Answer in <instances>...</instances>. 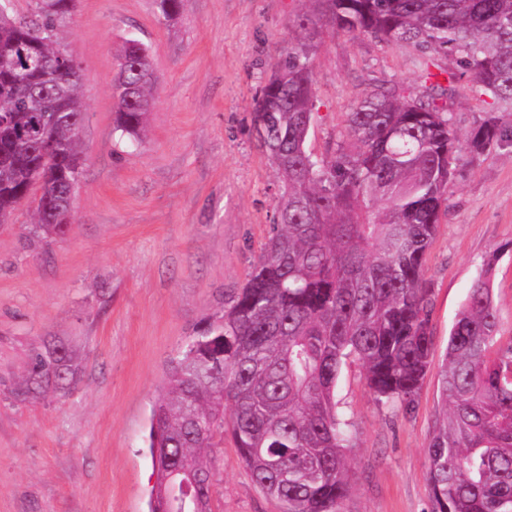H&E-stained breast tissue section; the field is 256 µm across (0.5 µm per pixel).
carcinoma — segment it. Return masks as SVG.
Instances as JSON below:
<instances>
[{
  "label": "carcinoma",
  "instance_id": "obj_1",
  "mask_svg": "<svg viewBox=\"0 0 512 512\" xmlns=\"http://www.w3.org/2000/svg\"><path fill=\"white\" fill-rule=\"evenodd\" d=\"M298 37L270 68L253 116L282 189L262 254L230 302L169 367L150 417L160 474L151 512H194L209 498L205 453L232 438L253 483L283 512H341L352 489L336 412L343 366L357 359L379 399L414 409L434 348L427 251L448 211L461 136L457 86L493 101L470 152L512 144L496 112L512 107V0H308ZM76 0L0 12V224L37 189L28 240L65 236L82 173L80 68L61 33ZM371 36L426 56L421 94L394 83L365 92L329 153L308 140L322 29ZM437 55L453 66L431 70ZM156 79L148 48L125 42L114 84L115 129L144 131ZM448 333L439 371L442 420L428 447L432 512H512V338L497 337L490 271ZM62 344L34 351L27 392L69 388Z\"/></svg>",
  "mask_w": 512,
  "mask_h": 512
}]
</instances>
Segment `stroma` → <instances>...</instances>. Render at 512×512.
Masks as SVG:
<instances>
[{"instance_id":"stroma-1","label":"stroma","mask_w":512,"mask_h":512,"mask_svg":"<svg viewBox=\"0 0 512 512\" xmlns=\"http://www.w3.org/2000/svg\"><path fill=\"white\" fill-rule=\"evenodd\" d=\"M303 0H77L62 31L81 68L82 175L70 230L28 246L33 210L0 224V512H150L157 474L151 408L177 351L222 309L258 262L281 183L252 125L264 77L294 42ZM149 49L157 85L144 137L114 133L112 82L126 40ZM407 45L324 32L314 59L309 147L324 156L373 85L421 89ZM452 123L468 134L489 105L458 88ZM426 259L434 360L484 260L494 259L498 334L512 336V146L462 156ZM64 344L70 389L21 387L30 354ZM360 363L336 387L353 488L342 512H431L426 448L439 416L436 372L412 413L377 400ZM212 512H282L252 482L232 442L209 454Z\"/></svg>"}]
</instances>
